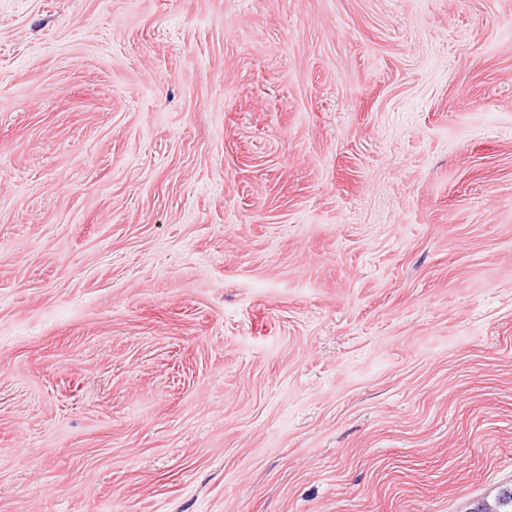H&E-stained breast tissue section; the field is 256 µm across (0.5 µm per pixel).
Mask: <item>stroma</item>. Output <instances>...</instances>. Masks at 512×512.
<instances>
[{"mask_svg":"<svg viewBox=\"0 0 512 512\" xmlns=\"http://www.w3.org/2000/svg\"><path fill=\"white\" fill-rule=\"evenodd\" d=\"M510 485L512 0H0V512Z\"/></svg>","mask_w":512,"mask_h":512,"instance_id":"stroma-1","label":"stroma"}]
</instances>
